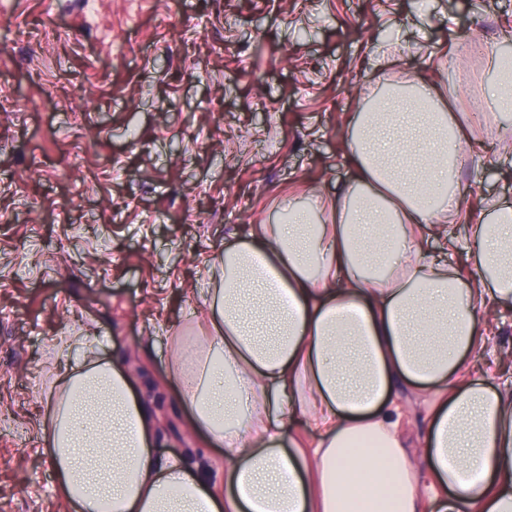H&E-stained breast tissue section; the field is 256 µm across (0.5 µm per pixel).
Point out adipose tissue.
Masks as SVG:
<instances>
[{"label":"adipose tissue","instance_id":"1","mask_svg":"<svg viewBox=\"0 0 512 512\" xmlns=\"http://www.w3.org/2000/svg\"><path fill=\"white\" fill-rule=\"evenodd\" d=\"M353 176L327 205L254 225L209 270L208 327L170 339L188 424L224 451V484L154 455L130 372L55 371L43 451L71 512H512V386L468 359L482 312L512 306V206L472 227L463 281L443 193L473 143L435 85L413 80L349 122ZM433 236L444 250H425ZM430 389L421 483L396 388ZM306 415L312 445L290 427Z\"/></svg>","mask_w":512,"mask_h":512}]
</instances>
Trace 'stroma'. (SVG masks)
Returning a JSON list of instances; mask_svg holds the SVG:
<instances>
[{
	"label": "stroma",
	"instance_id": "35a3bbf8",
	"mask_svg": "<svg viewBox=\"0 0 512 512\" xmlns=\"http://www.w3.org/2000/svg\"><path fill=\"white\" fill-rule=\"evenodd\" d=\"M512 0H0V512H68L43 455L45 357L108 356L152 400L159 459L224 477L189 431L168 338L204 308L212 260L349 183L369 90L436 84L481 113L453 176L462 277L489 201L512 205V113L489 55ZM476 377H512V311L488 312Z\"/></svg>",
	"mask_w": 512,
	"mask_h": 512
}]
</instances>
